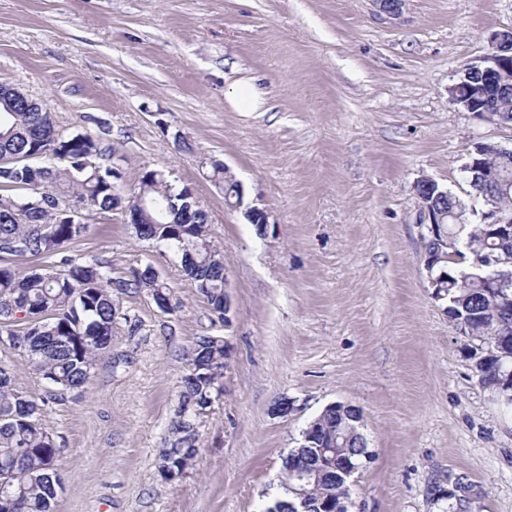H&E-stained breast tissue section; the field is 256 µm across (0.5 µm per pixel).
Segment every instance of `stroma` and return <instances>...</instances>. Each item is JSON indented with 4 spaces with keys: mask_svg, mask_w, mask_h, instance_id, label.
Returning <instances> with one entry per match:
<instances>
[{
    "mask_svg": "<svg viewBox=\"0 0 512 512\" xmlns=\"http://www.w3.org/2000/svg\"><path fill=\"white\" fill-rule=\"evenodd\" d=\"M512 28V0H0V81L100 139L122 193L158 170L206 210L233 298L213 324L195 283L93 210L66 255L113 276L154 266L171 310L120 295L112 345L86 388L46 406L63 449L54 512H261L282 458L325 406L363 411L370 453L349 512H442L433 486L464 476L482 512H512V409L479 384L468 339L431 297L413 183L463 195L474 142L512 129L448 89ZM258 79L261 112L228 97ZM227 165L243 205L224 200ZM268 211L258 232L245 216ZM233 347L224 396L197 421L198 453L165 480L158 453L199 337ZM294 405L273 415L279 399Z\"/></svg>",
    "mask_w": 512,
    "mask_h": 512,
    "instance_id": "1",
    "label": "stroma"
}]
</instances>
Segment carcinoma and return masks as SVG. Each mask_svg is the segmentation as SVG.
Returning a JSON list of instances; mask_svg holds the SVG:
<instances>
[{"instance_id":"1","label":"carcinoma","mask_w":512,"mask_h":512,"mask_svg":"<svg viewBox=\"0 0 512 512\" xmlns=\"http://www.w3.org/2000/svg\"><path fill=\"white\" fill-rule=\"evenodd\" d=\"M9 83L0 82V336H11L25 352L33 371L51 386L56 397L65 389H81L91 378L98 359L112 341V324L118 310L117 295L145 290L155 302L165 301L170 291L164 280L149 268H136L125 277H112V269L97 260L63 257L61 265L30 267L21 271L16 258L43 261L61 254L88 230L84 211L112 210V170L86 165L92 156H104L107 148L91 134L72 131L56 123L50 112H33L12 103ZM42 184L46 192L34 193ZM74 209L70 216L66 211ZM156 224L136 229L141 240L171 251L185 274L211 308L224 304V253L211 237L208 215L200 210L196 224H174V217L158 214ZM456 236L457 250L448 279V314L466 323V333L480 344L512 342V318L498 310L497 295L512 297L509 287L499 290L485 284L492 271L490 258L512 252L489 236L486 225L469 223L463 230L448 225ZM509 367L482 362L479 376L484 387L512 406ZM224 395V338L200 337L192 350L182 398L201 401ZM45 400H36L13 386L10 367L0 364V481L8 479L21 494L18 512H53L55 495L51 481L36 475L49 466L58 467L63 448L41 423ZM315 426L327 443L335 444L337 466H359L366 441L359 421L334 408L320 412ZM176 438L160 450V459H172L177 473L187 469L197 452L195 432L185 431L180 420L172 425ZM320 460V449L301 440L282 458L279 498L304 500L307 512H326L328 503L338 510L349 495L348 481L330 469L321 480L299 485L288 470ZM438 501L444 512H480L476 497L452 494Z\"/></svg>"}]
</instances>
